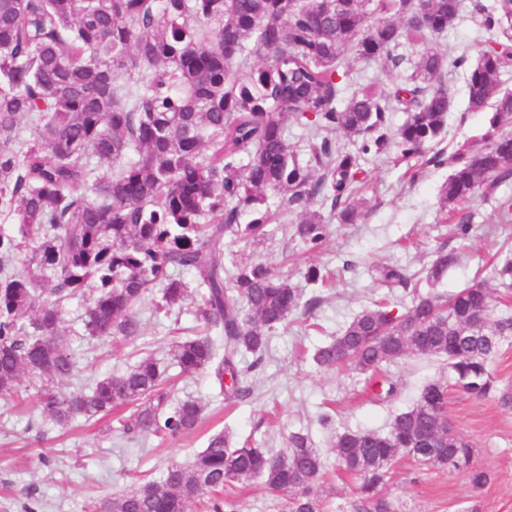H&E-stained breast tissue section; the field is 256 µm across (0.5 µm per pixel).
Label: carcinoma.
Here are the masks:
<instances>
[{
	"label": "carcinoma",
	"mask_w": 512,
	"mask_h": 512,
	"mask_svg": "<svg viewBox=\"0 0 512 512\" xmlns=\"http://www.w3.org/2000/svg\"><path fill=\"white\" fill-rule=\"evenodd\" d=\"M462 0H0V397H17L39 382L42 414L65 428L77 418L113 416L130 442L148 436L178 440L196 430L205 405L173 397L168 367L143 355L123 372L96 378L60 395L47 386L71 376L74 361L62 327L66 304L83 301L81 321L91 338L141 335L140 305L157 288L159 312L193 299L208 334L172 342L169 367L182 376L206 373L224 399L254 392L271 333L318 298L264 262L239 263L224 277V239L259 241L280 213L306 217L293 236L309 251L324 244L330 224L309 211L321 200L341 224L358 217L352 199L361 156L397 148L395 162L424 157L448 125L445 60L428 47L452 27ZM425 12L429 23L414 15ZM486 48L476 64L461 55L468 107L491 108L486 128L448 156L428 162L451 167L442 189L445 220L512 178V95L501 93L512 65V36L500 38L512 0L482 6ZM391 13L398 21L367 23ZM425 51L395 100L407 118L396 130L387 102L372 85L343 97L337 81L344 54L366 62H403V43ZM237 53L228 59L224 48ZM265 51L271 60L236 76ZM126 75L121 81L119 76ZM306 129L309 159L291 151L284 119ZM34 129L23 134L21 120ZM361 139L359 153L336 148L331 135ZM109 164L112 174L99 168ZM279 196L281 208L268 205ZM250 220L239 223V216ZM461 260L440 248L425 277L396 265L377 280L410 297L399 310L376 299L315 349L323 370H346L384 388L377 401L400 393L387 366L408 356L437 357L447 376L426 382L416 402L388 431L335 434L336 461L359 480L349 512H395L384 493L401 456L424 466L463 470L484 486L475 449L446 416L449 383L488 398L496 391L491 360L512 336V316L494 315V289L479 280L454 293L435 284ZM194 273L192 296L179 273ZM491 281L512 288V251L493 264ZM326 458L300 432L274 453L230 436H211L186 465L172 464L124 494L105 497L93 512H223L224 490L259 479L288 496L287 512H324L317 486Z\"/></svg>",
	"instance_id": "carcinoma-1"
}]
</instances>
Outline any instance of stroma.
<instances>
[{
	"label": "stroma",
	"instance_id": "stroma-1",
	"mask_svg": "<svg viewBox=\"0 0 512 512\" xmlns=\"http://www.w3.org/2000/svg\"><path fill=\"white\" fill-rule=\"evenodd\" d=\"M477 3L464 0L461 17L432 42L446 60L442 80L451 98L448 125L438 144L445 151L479 135L487 120L486 113L469 111L465 77L451 65L458 55L472 61L480 55ZM400 52L404 61L397 67L384 59L366 63L347 55L344 67L350 88L371 83L385 95H394L421 49L407 44ZM362 165V214L356 223L332 224L320 250L306 251L292 238L288 227L301 218L296 210L288 213L284 224L273 226L264 241L229 240L224 245L225 266L266 262L303 288L306 296L320 299L311 314H293L286 326L273 333L264 366L252 380L251 397L230 404L206 375L181 379L177 397L196 399L205 406L201 428L176 441L150 436L138 443L110 431L104 419L88 423L79 418L67 428L57 427L42 415L34 397L21 405L0 401V512H18L29 496L41 502L42 512H90L94 502L131 490L138 478H156L169 465L188 463L212 434L224 432L254 447L278 451L286 448L289 433L297 431L308 433L327 459L323 500L329 512H348L357 482L338 465L331 449L333 435L321 427V415L331 414L339 430H387L394 415L415 402L423 383L439 376L441 362L409 356L391 364L389 370L402 390L391 402L378 404L356 374L317 368L311 360L314 349L330 341L373 296L382 293L376 281L379 265L400 264L420 272L439 248H464L462 262L438 286L439 292L452 293L472 285L476 276H489L493 256L505 240L512 239V224L499 223L497 218V202L512 196V180L500 185L492 199L458 206L455 220L467 219L474 226L471 239L462 244L442 225L440 189L448 179V165H424L414 178L406 175L404 166L395 165L389 153L367 157ZM348 261L353 270H344ZM310 263L342 271V281L332 289L306 284L303 267ZM158 298L155 292L145 296L142 334L122 343L79 335L82 306L77 300L69 303L63 328L70 336L75 371L56 381L55 391L66 395L93 378L123 371L140 350L166 357L171 339L165 330L170 324L197 328L191 304L159 314L154 310ZM493 376V396L477 398L454 386L448 391L447 409L455 430L475 448L477 465L489 473L488 483L476 488L465 471L446 472L402 457L388 481L396 512H512V342L499 351ZM225 498L233 512H283L286 504L285 498H273L257 481L226 491Z\"/></svg>",
	"mask_w": 512,
	"mask_h": 512
}]
</instances>
